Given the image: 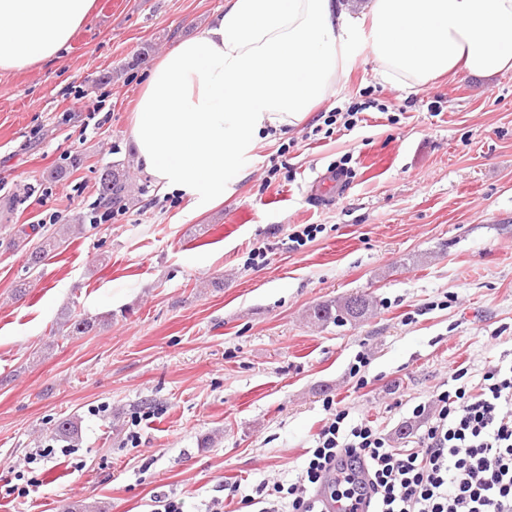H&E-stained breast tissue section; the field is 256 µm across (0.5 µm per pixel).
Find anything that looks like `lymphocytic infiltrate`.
Instances as JSON below:
<instances>
[{
    "mask_svg": "<svg viewBox=\"0 0 512 512\" xmlns=\"http://www.w3.org/2000/svg\"><path fill=\"white\" fill-rule=\"evenodd\" d=\"M450 378L452 389L414 408L425 423L403 453L370 420L350 424L336 411L301 480L262 512H320L324 486L351 512L365 499L371 512H512V360L488 367L475 386L462 366Z\"/></svg>",
    "mask_w": 512,
    "mask_h": 512,
    "instance_id": "obj_1",
    "label": "lymphocytic infiltrate"
}]
</instances>
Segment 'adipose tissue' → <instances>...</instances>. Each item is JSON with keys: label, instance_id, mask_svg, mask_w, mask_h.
Wrapping results in <instances>:
<instances>
[{"label": "adipose tissue", "instance_id": "ef3b65f1", "mask_svg": "<svg viewBox=\"0 0 512 512\" xmlns=\"http://www.w3.org/2000/svg\"><path fill=\"white\" fill-rule=\"evenodd\" d=\"M95 0H0V72L57 58ZM415 87L512 70V0H225L155 65L131 130L159 192L224 195L268 130L293 126L360 52Z\"/></svg>", "mask_w": 512, "mask_h": 512}]
</instances>
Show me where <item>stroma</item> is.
<instances>
[{
  "label": "stroma",
  "mask_w": 512,
  "mask_h": 512,
  "mask_svg": "<svg viewBox=\"0 0 512 512\" xmlns=\"http://www.w3.org/2000/svg\"><path fill=\"white\" fill-rule=\"evenodd\" d=\"M224 2L96 0L57 59L0 73V512H156L167 497L244 512L261 485L299 480L327 399L402 452L450 367L476 382L512 351V70L400 89L361 52L304 120L257 145L222 201L195 208L157 194L130 129L154 65ZM355 104L357 127L325 125ZM342 161L349 188L318 204L311 182ZM118 162L132 199L92 223ZM67 224L79 234L29 267ZM305 224L323 230L289 249ZM356 293L366 317L309 320ZM70 312L102 323L66 336ZM64 418L76 447L51 435Z\"/></svg>",
  "instance_id": "35a3bbf8"
}]
</instances>
